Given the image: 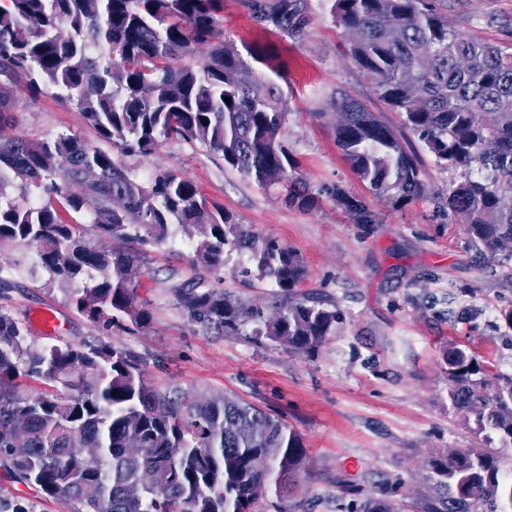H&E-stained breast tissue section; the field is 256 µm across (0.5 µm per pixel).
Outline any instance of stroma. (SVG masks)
I'll return each mask as SVG.
<instances>
[{
	"label": "stroma",
	"instance_id": "1",
	"mask_svg": "<svg viewBox=\"0 0 512 512\" xmlns=\"http://www.w3.org/2000/svg\"><path fill=\"white\" fill-rule=\"evenodd\" d=\"M332 0H310L309 35L294 42L262 30L239 0H224L220 27L236 49L260 44L278 72L288 101L283 137L313 186L340 183L365 199L377 223L355 224L331 201L310 211L289 206L283 187L264 188L224 164L202 145L165 142L148 158L126 157L139 178L156 168L193 181L245 228L277 238L304 259V290L326 295L344 319L315 353L302 354L242 330L203 334L176 308L161 284L169 271L192 275L185 233L149 248L134 302L151 315L144 327L105 331L79 313L66 288L36 266L19 244L0 242V265L10 286L0 309L26 324L36 345L99 338L138 355L151 382L209 397L230 393L282 415L303 436L308 467L281 512H347L368 497L416 499L423 463L434 452L470 447L474 436L448 408V346L467 347L491 371L512 376V260L480 257L457 216L430 199L396 210L369 193L337 147L335 96L353 98L380 121L398 128L399 116L377 97L347 55V42L330 15ZM448 22L464 37L512 47V0H443ZM16 135L47 139L67 133L93 143L94 128L52 93L32 98L24 82L12 88ZM227 257L210 282L252 302L268 299L271 283L243 285ZM52 310L58 329L43 333L37 320ZM27 512H74L73 504L22 482L0 459V512L16 503Z\"/></svg>",
	"mask_w": 512,
	"mask_h": 512
}]
</instances>
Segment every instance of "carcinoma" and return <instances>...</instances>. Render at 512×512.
I'll use <instances>...</instances> for the list:
<instances>
[{
	"instance_id": "obj_1",
	"label": "carcinoma",
	"mask_w": 512,
	"mask_h": 512,
	"mask_svg": "<svg viewBox=\"0 0 512 512\" xmlns=\"http://www.w3.org/2000/svg\"><path fill=\"white\" fill-rule=\"evenodd\" d=\"M240 4L261 28L293 41L309 34V0ZM222 13L224 0H0V240L32 249L92 322L143 327L150 316L134 303L132 271L144 265V248L166 242L175 227L195 226L192 264L201 273L169 275L181 313L205 334L249 326L254 336L311 354L336 335L342 313L302 290L307 267L296 251L247 230L171 171L156 169L143 183L122 160L74 135L8 133L11 86L23 79L35 98L53 91L123 156L147 158L166 141L198 143L260 186L285 187L290 205L311 209L328 199L354 223H376L342 185L313 189L299 176L282 139L287 99L255 72L267 51L247 47L243 56L224 45ZM331 15L379 98L459 177L430 193L418 153L363 104L340 97L334 135L354 173L396 208L433 197L460 217L481 252L512 258V51L462 37L440 0H334ZM200 48L207 49L201 63L169 64ZM8 173L23 195L43 200L21 204L8 195ZM72 185L81 192H69ZM69 208L86 211L101 234L141 248L92 245L65 218ZM233 252L249 259L237 275L274 285L269 303L211 286L207 276ZM443 360L448 405L482 443L427 460L420 512H512V377L488 373L456 345ZM20 377L47 390L31 394ZM0 456L75 512H258L270 496L296 489L308 460L301 433L254 403L159 388L137 356L97 338L37 347L2 311ZM356 512L404 509L371 497Z\"/></svg>"
}]
</instances>
